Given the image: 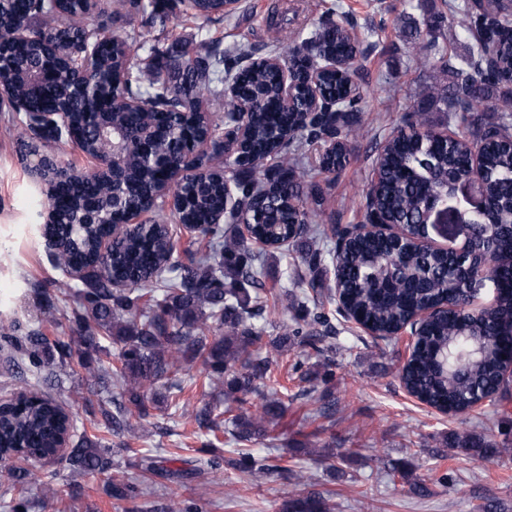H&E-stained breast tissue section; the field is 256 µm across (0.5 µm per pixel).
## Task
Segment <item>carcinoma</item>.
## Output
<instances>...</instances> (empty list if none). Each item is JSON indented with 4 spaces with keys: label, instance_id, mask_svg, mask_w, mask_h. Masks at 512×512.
Wrapping results in <instances>:
<instances>
[{
    "label": "carcinoma",
    "instance_id": "carcinoma-1",
    "mask_svg": "<svg viewBox=\"0 0 512 512\" xmlns=\"http://www.w3.org/2000/svg\"><path fill=\"white\" fill-rule=\"evenodd\" d=\"M106 2L101 12L140 13L152 25L165 24L182 5L186 22L228 15L226 0ZM444 5L449 14L441 20L449 15L458 19L472 38L474 58L470 71L458 74L456 83L428 97L455 113L464 131L435 134L425 128L419 113L407 114L404 125L378 149L379 181L363 193L361 206L364 215L378 212L388 223L418 235L430 199H448L456 181L476 173L491 185L492 194L485 210L474 217L467 246L457 252L420 249L409 240L399 243L387 235L364 236L348 226L320 223L326 191L311 180V171L334 173L345 167L348 137L362 122L363 97L349 96L350 85L358 84L354 61L360 50L339 22H323L300 47L288 46L286 35L277 36L261 59L253 58L248 44L226 50L223 40L206 38L199 50L185 56L173 79L162 75L156 61L143 67L128 62L125 31L71 25L69 19L78 11L71 0H0V76L22 100L25 121L32 120L30 113L51 112L60 103L70 108L72 129L81 130L83 111L92 106L97 126L127 144L135 142L145 122H153L157 137L152 153L183 170L173 185L180 200L176 219L203 227L202 238L177 250L164 202L147 206L163 185L165 170L147 164L135 147L127 149L124 168L112 181L71 171L59 178L40 174L46 195L59 191L64 197L46 225V234L58 245V265L83 269L82 288L59 289L77 304L69 319L71 336L55 339L52 346L59 359L72 357L74 343L84 348L83 365L105 350L101 340L119 346L112 374L138 419L148 415L153 401L149 386L198 360L215 398L194 412L195 419L215 432L222 406L239 405L256 393L260 405L253 413L232 416L230 434L242 443L267 437L283 414L280 398L260 391L271 378L273 355L296 345L323 354L316 345L317 327L327 326V316L321 280L307 281L313 296L303 301L286 286L268 289L265 258L315 237L333 247L304 253L300 263L315 271L331 261L341 288L339 311L360 316L381 338L390 337L416 312L435 310L418 324L416 346L402 376L412 394L431 407L455 410L496 395L509 362L497 341L512 333V119L482 127L474 113L489 90L499 93L500 111L512 112V0H498L487 8L482 0H446ZM49 17L60 22L53 51L44 45L42 30L30 28ZM18 28L26 30V37L15 36ZM87 45L96 48L101 76V95L94 101L84 98L77 69L70 65L74 50ZM488 45L494 47V59L486 66ZM328 57L346 62V68L323 71L319 90L323 98L340 101L341 111L306 117L302 96L293 108H283L278 62L299 76L311 62ZM228 76L235 77L238 94L225 100L224 113L215 117L201 109L199 96L189 89L200 86L219 99ZM114 96L139 98L145 109L126 112L113 103ZM245 104L250 106L248 134L236 156L215 167L190 159L193 143L210 130L223 135L224 123L232 122ZM473 145L479 148L476 166L471 164ZM79 149L103 159L109 143L89 135ZM146 206L151 216L144 226L116 239L108 265L97 266L101 242L112 236V225ZM220 216L223 223L218 224ZM241 220L265 240L264 247L253 248L239 229ZM473 272L482 274L486 287L498 289L495 303L477 324L466 311L474 298L468 287ZM270 299L285 310H305L308 329L284 322L277 336L263 342L265 329L255 320ZM97 329L102 335L95 334ZM0 338L22 351L34 379L49 381L44 357L52 347L46 337L34 332ZM69 426L59 405L23 389L4 415L0 445L50 448ZM69 461L76 473L101 471L109 464L105 453L84 445L72 448ZM26 477L21 465L0 467V481L18 491L10 498V512L30 510ZM138 495L132 483H112L117 499ZM282 512H327V504L323 497L307 494L283 504Z\"/></svg>",
    "mask_w": 512,
    "mask_h": 512
}]
</instances>
